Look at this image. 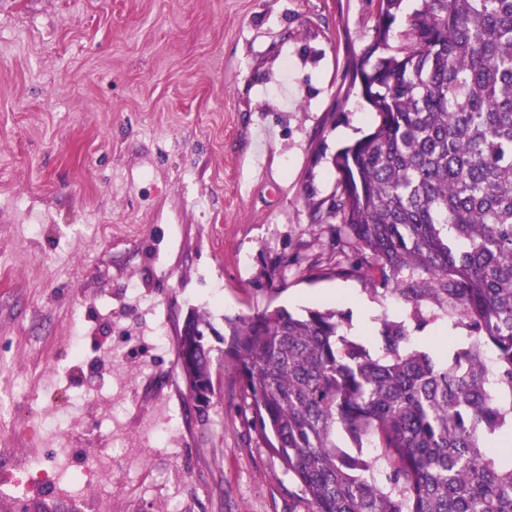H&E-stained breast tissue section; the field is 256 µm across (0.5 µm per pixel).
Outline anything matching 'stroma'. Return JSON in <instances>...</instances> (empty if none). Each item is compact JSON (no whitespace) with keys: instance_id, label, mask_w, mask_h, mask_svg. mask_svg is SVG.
<instances>
[{"instance_id":"stroma-1","label":"stroma","mask_w":512,"mask_h":512,"mask_svg":"<svg viewBox=\"0 0 512 512\" xmlns=\"http://www.w3.org/2000/svg\"><path fill=\"white\" fill-rule=\"evenodd\" d=\"M378 0H0V512L18 466L78 468L127 438L99 512H309L222 350L198 410L177 367L189 311L216 329L341 305L354 334L409 306L350 276L329 231L336 152L377 117L359 70ZM98 355L87 367L74 344ZM179 429L166 433L168 417Z\"/></svg>"}]
</instances>
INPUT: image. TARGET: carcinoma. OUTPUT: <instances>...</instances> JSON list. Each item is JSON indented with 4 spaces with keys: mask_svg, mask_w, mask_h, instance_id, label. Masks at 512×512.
<instances>
[{
    "mask_svg": "<svg viewBox=\"0 0 512 512\" xmlns=\"http://www.w3.org/2000/svg\"><path fill=\"white\" fill-rule=\"evenodd\" d=\"M401 3L381 0L360 70L377 123L334 156L329 215L409 319L363 339L336 307L276 308L217 337L312 512H512V0H423L394 45ZM209 325L193 314L178 341L199 408Z\"/></svg>",
    "mask_w": 512,
    "mask_h": 512,
    "instance_id": "1",
    "label": "carcinoma"
}]
</instances>
